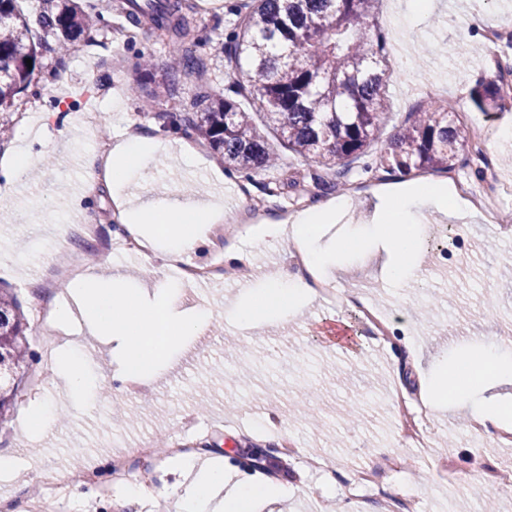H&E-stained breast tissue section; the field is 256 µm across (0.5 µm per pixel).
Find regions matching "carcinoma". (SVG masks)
I'll return each mask as SVG.
<instances>
[{"instance_id": "obj_1", "label": "carcinoma", "mask_w": 512, "mask_h": 512, "mask_svg": "<svg viewBox=\"0 0 512 512\" xmlns=\"http://www.w3.org/2000/svg\"><path fill=\"white\" fill-rule=\"evenodd\" d=\"M148 13L126 0L129 22L166 32L181 43L173 64L158 84L174 89L198 78L206 60L184 46L192 27L182 0H151ZM377 0H248L232 34L226 68L237 75V98L214 99L200 92L184 113L185 128L197 132L222 155L224 170L252 174L280 164L282 148L340 176L338 162L360 161L363 169L403 176L413 171L452 170L465 148V133L445 102L412 113V118L374 160L369 149L381 134L388 110L383 37L377 26ZM38 18L66 47L97 19L92 0H38ZM40 42L21 16L20 0H0V106L26 89ZM504 75L481 79L472 89L474 107L484 115L505 108ZM258 101L262 120L241 99ZM25 323L16 299L0 292V423L16 396L26 362Z\"/></svg>"}]
</instances>
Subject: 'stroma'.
<instances>
[{"mask_svg":"<svg viewBox=\"0 0 512 512\" xmlns=\"http://www.w3.org/2000/svg\"><path fill=\"white\" fill-rule=\"evenodd\" d=\"M238 0H200L194 26L193 48L210 68L207 92L229 96L234 75L225 73L219 50L228 42ZM378 28L389 61L384 93L389 111L382 124V139H389L404 125L409 113L430 101L448 102L460 118H476L470 93L479 77L495 78L512 71V49L479 53L468 66L457 63V48L481 40L484 31L502 29L512 19V0H434L428 15L407 19L405 0H378ZM126 23L115 12L100 10L96 24L86 29L64 58L50 46L55 36L46 35L47 50L40 53L29 86L10 106L0 108V126L10 135L7 148L15 150V133L21 112H28L29 149L34 167L27 181L6 184L11 206L0 216V288L19 300L27 329L28 358L21 383L4 423L0 424V456L14 459L16 467L0 471V498L33 496L44 482L76 480L86 469H97L108 479L109 460L126 453L142 437L172 439L179 430V414L195 410L198 435L211 450L199 457L203 464H222L225 470L245 472L244 452L252 447L251 431L270 410H277L279 433L297 440L300 453L271 450L263 470L287 480L296 489L288 502L267 505L260 512H329L332 501L324 497L327 485L337 494L347 492L357 466L380 461L385 455L404 460L391 482L403 485L421 503V512H487L478 487L489 486L490 468L512 470V447L499 448L484 441H467V410L445 403L429 412L423 427L429 433L424 448L407 447L400 438L405 419L392 402V386L400 384L404 397H433L441 389L432 376L440 362L455 361L474 352L479 342L500 338L503 325L512 320V281L499 276L512 267V232L499 221L512 215V196H495L498 223L462 220L468 236L463 263L467 276L441 272L436 248L429 238L420 241L426 274L421 281L398 287L380 277L379 245L353 247L346 254L347 272L337 282L347 292L371 287L377 303L392 306L403 330L415 345V362L392 365L376 341L361 332L357 316L345 304L332 305L309 298L293 316L262 321L243 330L230 321L228 307L246 290L226 280L208 287L187 285L174 294L176 307L190 311L207 305L213 314L210 328L174 356L167 368L150 381L140 398L126 397L115 374L112 342L88 333L86 317L77 307L75 294L60 291L59 301L73 304L72 316L62 329V343H86L96 355L102 386L83 410H74L52 381V360L37 344V291L45 267L57 254V245L69 225L93 223L101 240L116 239L112 217L113 193L103 183L85 193L83 176L94 158L92 145L126 137L130 127L162 145L148 171V180L136 183L132 192L160 195L176 189L189 195L210 197L224 208L241 201H264L270 209L297 200L315 205L339 198V191L317 188L318 164L286 155L279 168L261 171L251 181L240 176H217L224 161L209 146H199L193 164L180 162L178 150L183 130L162 125L159 112L176 116L185 111L197 93V83L184 81L178 89H159L151 104H144L132 87L146 83L137 69L140 56H149L156 73L168 67L172 42L157 41L144 28L136 39L125 37ZM89 43L112 45L124 59L118 71L104 70L100 57L85 52ZM95 111L97 123L77 120L80 112ZM488 170L477 173L471 151L460 154L456 176L477 190L491 193L494 185H512V138H488ZM238 251L255 265L262 287L265 277L287 269L291 242L271 246L259 235L240 238ZM41 375L40 400L55 403L57 428L39 435L26 432L22 401L29 391L27 380ZM449 458L452 468L464 474L466 483L456 487L441 479L437 462ZM174 512L170 502L146 500L125 505L123 493L101 497L96 486L84 494L70 492L57 512Z\"/></svg>","mask_w":512,"mask_h":512,"instance_id":"obj_1","label":"stroma"}]
</instances>
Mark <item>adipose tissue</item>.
Here are the masks:
<instances>
[{
	"label": "adipose tissue",
	"instance_id": "ef3b65f1",
	"mask_svg": "<svg viewBox=\"0 0 512 512\" xmlns=\"http://www.w3.org/2000/svg\"><path fill=\"white\" fill-rule=\"evenodd\" d=\"M156 150V143L142 137L122 140L114 147L108 174L103 179L124 202V228L155 241L164 262L171 263L201 248L202 225L215 222L222 209L210 200L177 191L148 199L128 195L131 181L143 175ZM377 200L372 223L353 225L346 236L329 248L320 244L325 228L337 222L341 212L349 209V202H324L301 214L291 226V237L307 257L308 276L285 272L271 275L266 288L231 305L233 323L248 329L282 312H295L300 301L312 294L308 277H334L341 268L340 255L363 242L382 243V271L392 283L403 285L420 279L424 274L418 249L422 219L430 210H448L445 184L428 180L380 194ZM123 280V274L106 278L98 267L90 266L69 286L78 293L81 307L89 317L90 334L111 337L119 348L124 376L139 378L144 383L148 380L147 369L169 359L209 328L212 313L201 306L190 314H179L171 295L147 301L142 295L122 289ZM51 371L74 404L87 403L100 388L94 364L80 343L68 344L66 355L54 361ZM491 376H512V347L493 343L474 359L442 366L439 383L454 404L471 410L473 417L499 429L512 422V412L497 404L478 408L473 401L475 389ZM293 492L288 482H263L251 477L230 485L223 468L202 466L195 470L187 486L178 487L175 504L177 512H253L257 501L276 502Z\"/></svg>",
	"mask_w": 512,
	"mask_h": 512
}]
</instances>
